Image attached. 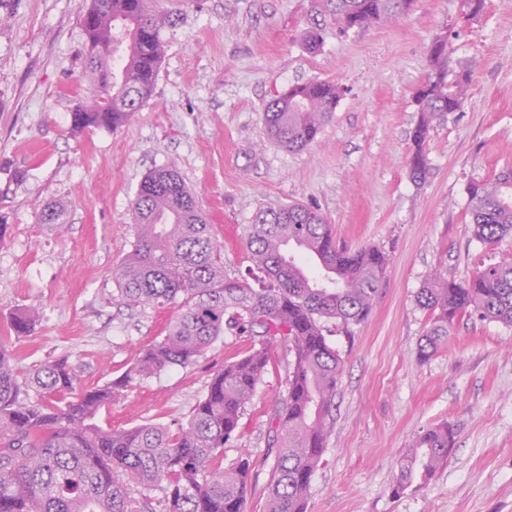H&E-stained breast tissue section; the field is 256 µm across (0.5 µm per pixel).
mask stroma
Segmentation results:
<instances>
[{
	"instance_id": "obj_1",
	"label": "stroma",
	"mask_w": 512,
	"mask_h": 512,
	"mask_svg": "<svg viewBox=\"0 0 512 512\" xmlns=\"http://www.w3.org/2000/svg\"><path fill=\"white\" fill-rule=\"evenodd\" d=\"M172 14L153 94L117 130H71L90 82L83 17L91 0H0V331L23 310L38 314L16 344L28 373L67 359L82 386L121 379L166 334L171 312L118 296L112 270L132 248L131 204L143 177L173 165L223 250L224 269L250 264L244 240L260 208L300 203L351 247L385 246L389 266L368 320L332 342L344 372L332 432L312 478L308 512H512V326L457 321L426 362L416 358L429 313L425 277H473L512 254L474 236L467 187L512 167V0H486L474 28L457 30L460 0H414L405 17L339 30L319 0H153ZM319 29L309 51L305 34ZM456 31L449 62L468 77L460 111L438 121L429 173L407 172L417 89L429 47ZM343 88L317 140L291 151L268 135L265 105L296 84ZM64 208L45 224L48 207ZM217 341L207 355L124 388L103 424L129 428L185 420L210 378L244 351ZM258 386L225 465L249 454L247 512H265L274 454L268 414L284 398L287 344ZM456 427L447 461L422 489L390 486L415 437Z\"/></svg>"
}]
</instances>
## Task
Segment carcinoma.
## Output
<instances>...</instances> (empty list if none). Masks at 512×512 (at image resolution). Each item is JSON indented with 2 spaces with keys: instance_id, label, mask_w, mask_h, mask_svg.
I'll list each match as a JSON object with an SVG mask.
<instances>
[{
  "instance_id": "obj_1",
  "label": "carcinoma",
  "mask_w": 512,
  "mask_h": 512,
  "mask_svg": "<svg viewBox=\"0 0 512 512\" xmlns=\"http://www.w3.org/2000/svg\"><path fill=\"white\" fill-rule=\"evenodd\" d=\"M325 2L343 28L362 29L407 14L414 0ZM484 4L462 0L460 27L478 21ZM166 20L150 9V0H92L84 18L91 85L71 112L74 131L114 130L141 109L154 89ZM448 56L449 38L439 35L429 49L430 90L416 95L408 159L416 183L428 174L426 146L434 124L460 110L467 93L466 77L450 75ZM340 95V87L327 80L290 87L265 109L268 134L289 150L306 148L321 134ZM468 196L478 241L494 244L512 235V168L471 183ZM132 211L135 240L112 278L128 305L173 308L166 335L121 380L89 389L65 359L20 375L10 341L31 335L37 316L12 318L14 337H0V512H133L134 495L156 487L164 493L163 512H246L251 461L243 456L224 467V447L238 436L283 341L293 360L286 396L269 416L276 452L267 512H307L344 370L330 336H349L369 317L388 252L365 245L332 254L336 239L318 211L297 203L268 207L246 230L253 266L249 279L241 280L224 274L211 225L174 167L145 175ZM416 301L431 314L417 351L420 361L434 355L464 316L512 325V258L459 283L435 270ZM226 335L246 338L249 347L212 376L186 422L123 429L98 423L120 389L197 362ZM31 391L40 400H30ZM455 439L449 424L423 431L401 462L392 496L422 488L447 460Z\"/></svg>"
}]
</instances>
